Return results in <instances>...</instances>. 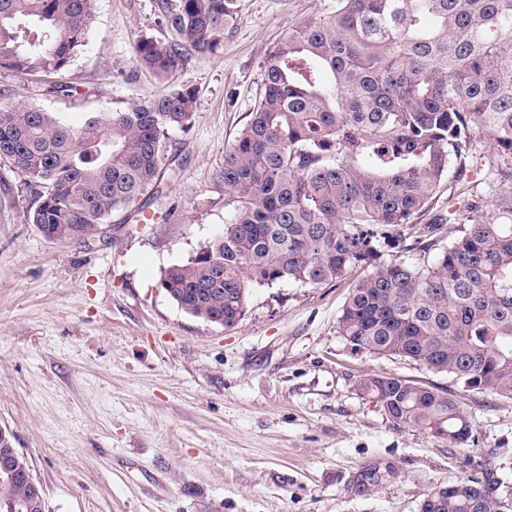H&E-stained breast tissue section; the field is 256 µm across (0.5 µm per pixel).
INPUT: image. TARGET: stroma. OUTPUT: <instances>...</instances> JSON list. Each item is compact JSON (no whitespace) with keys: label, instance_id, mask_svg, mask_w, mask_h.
<instances>
[{"label":"stroma","instance_id":"stroma-1","mask_svg":"<svg viewBox=\"0 0 512 512\" xmlns=\"http://www.w3.org/2000/svg\"><path fill=\"white\" fill-rule=\"evenodd\" d=\"M330 0H237L224 39L171 79L137 67L144 38L171 39L157 0H92L86 44L63 75L0 70V105L80 121L195 88L191 124L170 130L162 194L141 196L83 241H51L35 197L0 158V427L27 457L47 512H417L432 486L492 470L512 493V398L361 352L337 329L350 281L252 288L225 328L160 285L224 228V150L248 120L262 67L290 28ZM512 160L473 135L422 224L440 245L460 191L494 212ZM395 375L461 394L473 440L453 447L397 425L357 382ZM386 475L359 488L366 469Z\"/></svg>","mask_w":512,"mask_h":512}]
</instances>
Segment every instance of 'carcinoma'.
<instances>
[{"instance_id": "cac0c4a2", "label": "carcinoma", "mask_w": 512, "mask_h": 512, "mask_svg": "<svg viewBox=\"0 0 512 512\" xmlns=\"http://www.w3.org/2000/svg\"><path fill=\"white\" fill-rule=\"evenodd\" d=\"M167 41L140 40L134 60L165 77L212 51L236 0H160ZM91 0H0V69L60 73L86 43ZM185 85L78 126L37 108L0 106V156L36 197L47 239L81 241L97 222L159 193L166 135L185 128ZM512 159V0H332L274 45L249 120L224 150V232L166 269L161 287L186 313L234 326L256 285L318 286L361 269L338 319L360 351L512 398V194L499 213L469 202L460 235L432 262H382L404 239L451 159L473 134ZM394 422L460 447L471 427L452 391L387 375L359 380ZM0 447V491L17 512H45ZM484 470L434 486L418 512H512Z\"/></svg>"}]
</instances>
